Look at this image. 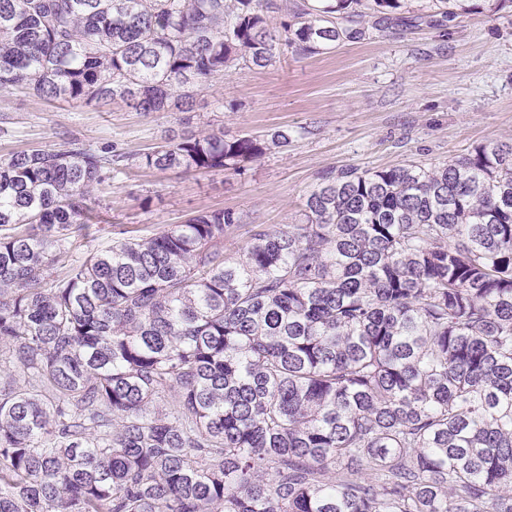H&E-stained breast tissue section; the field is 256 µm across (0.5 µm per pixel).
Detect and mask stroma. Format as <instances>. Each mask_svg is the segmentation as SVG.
I'll use <instances>...</instances> for the list:
<instances>
[{
	"instance_id": "1",
	"label": "stroma",
	"mask_w": 512,
	"mask_h": 512,
	"mask_svg": "<svg viewBox=\"0 0 512 512\" xmlns=\"http://www.w3.org/2000/svg\"><path fill=\"white\" fill-rule=\"evenodd\" d=\"M410 23L302 58L277 52L256 69L237 63L194 92L189 111L140 112L120 100L85 105L0 89V157L76 140L129 159L93 196L101 222L72 238L84 253L119 235L146 238L202 211L231 210L244 224L224 237L239 254L246 227L300 221L319 176L332 168L380 170L442 164L492 141L512 142V10L446 21L432 0H409ZM288 131L286 150L241 172L149 169L140 156L167 138Z\"/></svg>"
}]
</instances>
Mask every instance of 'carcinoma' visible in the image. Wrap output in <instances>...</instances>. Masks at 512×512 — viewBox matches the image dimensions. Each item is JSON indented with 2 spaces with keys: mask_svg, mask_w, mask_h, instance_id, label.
<instances>
[{
  "mask_svg": "<svg viewBox=\"0 0 512 512\" xmlns=\"http://www.w3.org/2000/svg\"><path fill=\"white\" fill-rule=\"evenodd\" d=\"M0 0V88L161 112L273 60L267 0ZM455 21L512 0H441ZM404 0H302L297 56ZM285 130L158 143L242 171ZM121 153L0 158V512H512V142L324 172L304 220L204 212L77 256ZM66 271L53 274L55 266Z\"/></svg>",
  "mask_w": 512,
  "mask_h": 512,
  "instance_id": "carcinoma-1",
  "label": "carcinoma"
}]
</instances>
